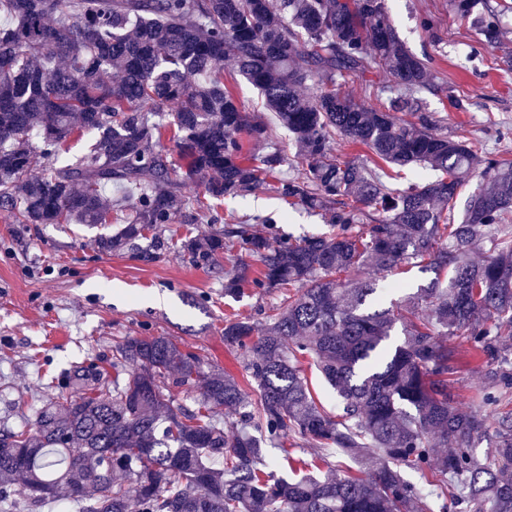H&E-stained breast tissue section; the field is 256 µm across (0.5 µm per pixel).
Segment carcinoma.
<instances>
[{"mask_svg": "<svg viewBox=\"0 0 512 512\" xmlns=\"http://www.w3.org/2000/svg\"><path fill=\"white\" fill-rule=\"evenodd\" d=\"M477 0L452 11L496 43L500 12ZM0 211L20 224L111 223L103 191L137 190L126 223L98 243L117 250L155 231L154 254L173 245L161 224H199L209 205L178 190L172 173L209 174L205 196H237L276 177L287 204L323 211L330 236L270 242L248 221L226 220L220 235L180 242L193 264L214 268L241 248L260 263L224 273V293L293 288L259 326L229 319L224 342L245 349L257 386L252 400L230 373L201 371L172 338L129 337L112 354V386L77 367L65 384L79 397L49 399L26 429L0 428V502L39 512L66 491L79 512H512V417L497 407L512 389V366L468 411L448 393V349L464 330L476 361L506 363L512 335V160L437 132L415 94L428 61L399 38L386 0H0ZM230 72L258 89L299 148L296 159L269 146L265 123L224 81ZM116 71L117 79L104 74ZM383 72L389 107L343 95L337 78ZM310 86L305 95L302 88ZM176 109L168 113L166 107ZM93 135L63 165L59 149ZM174 143L177 159L160 149ZM344 142L372 153V165L341 161ZM429 167L440 175L392 189L376 172ZM289 165L294 173L281 175ZM480 183L460 217L465 181ZM487 245L480 263L469 259ZM439 274L401 303L359 272L402 263ZM404 341L390 343L396 325ZM336 390L343 413L324 410L302 360ZM132 370H127V367ZM199 391L192 410L172 388ZM237 412L227 433L215 409ZM484 456L475 444L488 435ZM297 435L320 456L334 448L359 464L352 476L277 477L267 447ZM418 481L407 478V472Z\"/></svg>", "mask_w": 512, "mask_h": 512, "instance_id": "carcinoma-1", "label": "carcinoma"}]
</instances>
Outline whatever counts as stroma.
<instances>
[{"label":"stroma","instance_id":"obj_1","mask_svg":"<svg viewBox=\"0 0 512 512\" xmlns=\"http://www.w3.org/2000/svg\"><path fill=\"white\" fill-rule=\"evenodd\" d=\"M504 12L502 39L487 45L482 35L453 13L448 0H387L392 23L416 56L429 62L432 83L420 99L442 132L480 142L486 152L512 159V0H497ZM430 27H423L424 19ZM234 92L248 110L262 115L287 156L296 146L287 130L266 111L259 91L236 78ZM219 217L270 214L276 227L257 225L270 235L330 234L320 216L288 206L268 184L248 195L211 200ZM124 211L91 227L18 224L0 213V427L29 425L52 396L50 378L64 379L77 366L112 369V353L126 337L170 336L196 354L204 371H229L247 393H254L242 349L224 342L232 317L264 321L283 295L245 289L224 294V272L238 264L239 251L225 253L221 267L193 265L179 248L145 260L137 249L106 252L99 235L114 232ZM448 390L463 408L479 406L494 384L491 369L467 360L466 336L447 343Z\"/></svg>","mask_w":512,"mask_h":512}]
</instances>
